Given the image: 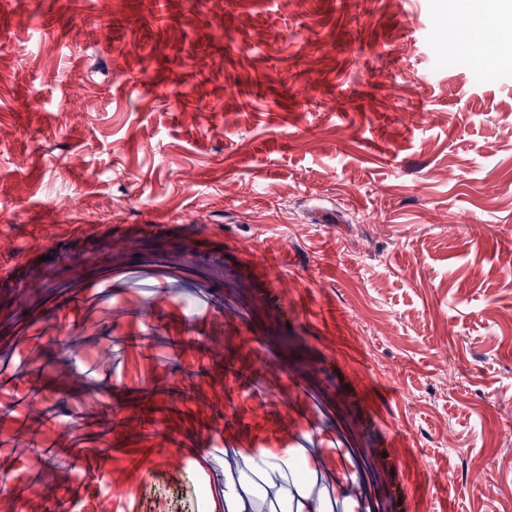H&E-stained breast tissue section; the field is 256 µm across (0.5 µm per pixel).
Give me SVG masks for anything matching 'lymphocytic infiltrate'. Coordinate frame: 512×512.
<instances>
[{"label": "lymphocytic infiltrate", "mask_w": 512, "mask_h": 512, "mask_svg": "<svg viewBox=\"0 0 512 512\" xmlns=\"http://www.w3.org/2000/svg\"><path fill=\"white\" fill-rule=\"evenodd\" d=\"M119 323L111 311L102 316L86 314L75 323L71 333L76 337V348L65 357L50 359L43 332L24 335L17 339L16 351L0 352V367L7 371L0 379V423H17V436L27 437L31 457L41 469L57 466L59 455L70 458V469L85 480H95L92 459L107 458L112 448L114 432L126 428L130 420L123 417L122 405L112 402V369L103 362L112 354V339ZM62 384V397H55L54 384ZM150 397H161L154 416L141 420L140 426L166 436V423L178 414L182 403L190 400L192 390L174 382L146 388ZM40 396L47 403L42 418L27 427L20 426L22 408L27 397ZM77 425L78 432L64 441L59 429ZM94 445L93 455L83 453L82 444Z\"/></svg>", "instance_id": "lymphocytic-infiltrate-1"}]
</instances>
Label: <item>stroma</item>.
Returning <instances> with one entry per match:
<instances>
[{
	"label": "stroma",
	"mask_w": 512,
	"mask_h": 512,
	"mask_svg": "<svg viewBox=\"0 0 512 512\" xmlns=\"http://www.w3.org/2000/svg\"><path fill=\"white\" fill-rule=\"evenodd\" d=\"M478 16L459 0H0V265L84 223L213 224L247 288L249 317L201 323L222 361L206 367L168 433L192 454L168 470L134 430L101 468L131 488L129 512H196L224 462L203 442L290 456L295 432L349 442L354 399L382 431L404 512H512V43L503 13L466 62ZM338 213L312 223L315 209ZM156 275L90 276L113 306L155 298L181 335L195 299ZM341 387L319 411L313 369ZM136 349L112 393L150 417L140 390L164 378ZM223 408L229 422L208 434ZM0 512H91L96 485Z\"/></svg>",
	"instance_id": "stroma-1"
}]
</instances>
